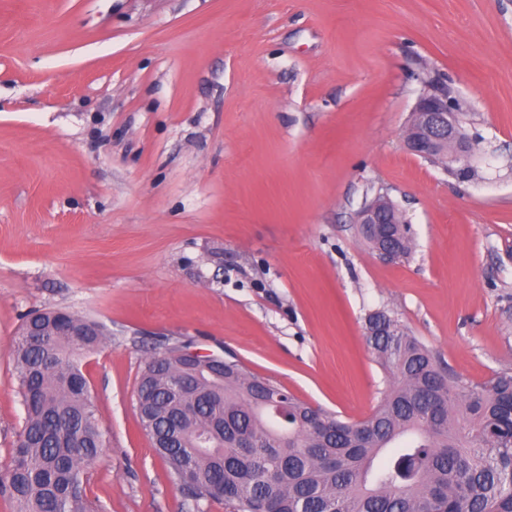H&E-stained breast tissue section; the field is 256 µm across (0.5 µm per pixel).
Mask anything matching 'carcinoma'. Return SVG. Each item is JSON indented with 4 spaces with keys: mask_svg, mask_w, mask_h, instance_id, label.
Wrapping results in <instances>:
<instances>
[{
    "mask_svg": "<svg viewBox=\"0 0 512 512\" xmlns=\"http://www.w3.org/2000/svg\"><path fill=\"white\" fill-rule=\"evenodd\" d=\"M399 257L412 249L409 228H387ZM62 311L41 313L21 327L14 345L27 416L0 486L18 512H93L84 479L100 454L103 434L87 379L73 352L107 338L86 319L78 343L60 331ZM368 340L389 382L372 414L343 422L317 410L328 430L309 421L312 407L261 406L270 382L228 362L224 378L190 375L168 355L172 344L146 361L136 408L173 479L194 502L224 481L232 512H512V372L472 385L441 368L431 352L386 312L367 318ZM288 433V447L278 435ZM255 447L242 448V440Z\"/></svg>",
    "mask_w": 512,
    "mask_h": 512,
    "instance_id": "carcinoma-1",
    "label": "carcinoma"
}]
</instances>
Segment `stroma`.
<instances>
[{
    "label": "stroma",
    "mask_w": 512,
    "mask_h": 512,
    "mask_svg": "<svg viewBox=\"0 0 512 512\" xmlns=\"http://www.w3.org/2000/svg\"><path fill=\"white\" fill-rule=\"evenodd\" d=\"M480 138L459 179L403 136L426 84ZM399 206L408 257L356 215ZM94 319L75 358L104 436L98 512L188 500L135 403L160 339L237 359L358 422L386 311L474 384L512 369V0H0V477L33 310Z\"/></svg>",
    "instance_id": "1"
}]
</instances>
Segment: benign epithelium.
<instances>
[{"label":"benign epithelium","mask_w":512,"mask_h":512,"mask_svg":"<svg viewBox=\"0 0 512 512\" xmlns=\"http://www.w3.org/2000/svg\"><path fill=\"white\" fill-rule=\"evenodd\" d=\"M407 149L415 156L431 162L440 160L466 163L474 150V141L461 127L457 110L448 100V93L440 88H429L419 97L405 131ZM357 223L402 224V212L386 195H379L367 203L357 215ZM181 363L194 367L203 365L211 374L224 371V359L204 354L192 346L174 354Z\"/></svg>","instance_id":"benign-epithelium-1"}]
</instances>
